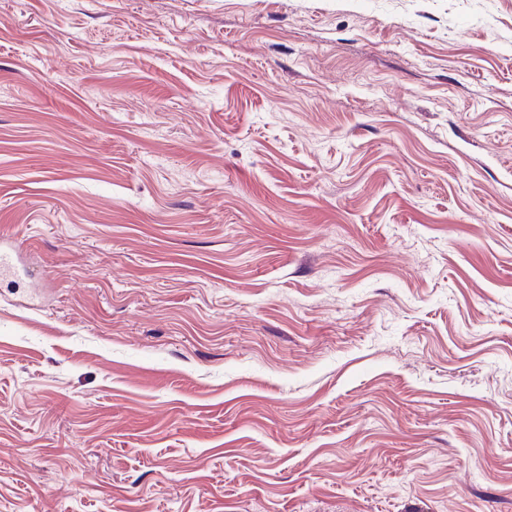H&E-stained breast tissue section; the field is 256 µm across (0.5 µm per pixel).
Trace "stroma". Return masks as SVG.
Masks as SVG:
<instances>
[{
	"label": "stroma",
	"instance_id": "stroma-1",
	"mask_svg": "<svg viewBox=\"0 0 512 512\" xmlns=\"http://www.w3.org/2000/svg\"><path fill=\"white\" fill-rule=\"evenodd\" d=\"M0 512H512V0H0ZM18 256V247L14 242L6 243L5 246L0 242L1 281L20 283L22 274L18 264Z\"/></svg>",
	"mask_w": 512,
	"mask_h": 512
}]
</instances>
